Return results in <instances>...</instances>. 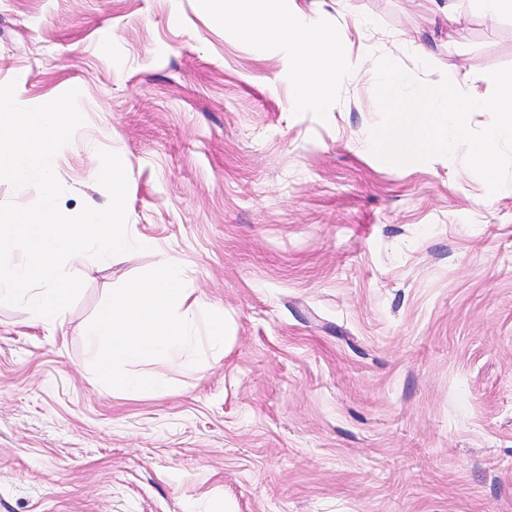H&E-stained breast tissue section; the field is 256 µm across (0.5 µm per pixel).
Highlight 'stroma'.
Masks as SVG:
<instances>
[{
	"label": "stroma",
	"mask_w": 512,
	"mask_h": 512,
	"mask_svg": "<svg viewBox=\"0 0 512 512\" xmlns=\"http://www.w3.org/2000/svg\"><path fill=\"white\" fill-rule=\"evenodd\" d=\"M450 3L451 29L433 0L292 7L348 55L492 91L512 19ZM287 73L195 0H0V84L29 107L81 92L60 209L108 205L97 139L155 244L70 266L84 285L62 327L0 303V512H512V194L455 158L368 153L362 71L324 122L294 115ZM170 259L223 308V353L143 360L159 392L101 386L88 323Z\"/></svg>",
	"instance_id": "35a3bbf8"
}]
</instances>
